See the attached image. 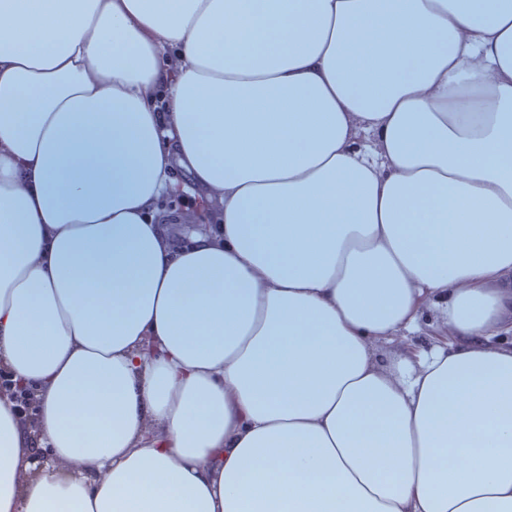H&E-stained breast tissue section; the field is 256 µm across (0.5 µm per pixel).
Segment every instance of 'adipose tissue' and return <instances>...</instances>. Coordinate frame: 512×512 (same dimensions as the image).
Returning a JSON list of instances; mask_svg holds the SVG:
<instances>
[{"mask_svg":"<svg viewBox=\"0 0 512 512\" xmlns=\"http://www.w3.org/2000/svg\"><path fill=\"white\" fill-rule=\"evenodd\" d=\"M509 330L512 0H0V512H512ZM172 179L183 191L188 192L196 198V201L201 206L190 205L183 198L182 191L179 193L181 196L177 198L167 197L160 203V208L166 214H178L182 217L180 222L181 228L187 233L196 230V225H209L212 227L217 224V216L219 213V206L213 203L212 200L206 199L203 194H200L192 185L189 175L183 170L176 167L171 173ZM447 304L446 299L438 302H429L418 311L419 331L414 334L415 342L410 346L415 349H425L435 344L436 341L450 339L448 328L441 319V310Z\"/></svg>","mask_w":512,"mask_h":512,"instance_id":"adipose-tissue-1","label":"adipose tissue"}]
</instances>
